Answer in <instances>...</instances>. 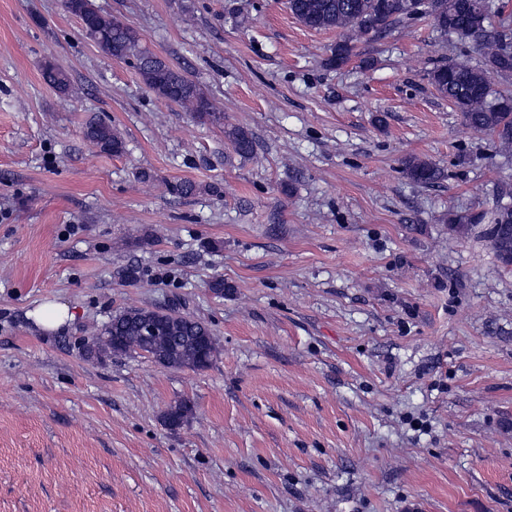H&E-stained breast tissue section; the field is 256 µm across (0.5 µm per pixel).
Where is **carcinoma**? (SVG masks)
I'll use <instances>...</instances> for the list:
<instances>
[{"label": "carcinoma", "instance_id": "carcinoma-1", "mask_svg": "<svg viewBox=\"0 0 512 512\" xmlns=\"http://www.w3.org/2000/svg\"><path fill=\"white\" fill-rule=\"evenodd\" d=\"M408 4L409 0H288L291 13L309 29H349L366 36L427 17L440 33L470 43L483 57L481 65L441 63L427 73L428 80L456 107L466 126L490 134L499 152L511 155L512 96H492L491 76L512 73V35L490 27V0H417L413 14ZM64 7L83 21L86 36L104 53L133 64L155 95L177 104L201 123L223 127L224 136L239 156H255L252 135L229 123L197 84L143 48L129 24L100 14L91 0H64ZM352 55L351 42L343 40L336 43L327 64L339 66ZM42 74L60 93L72 92L69 77L60 68L48 64ZM85 137L102 152L118 155L125 150L123 138L103 122L89 124ZM403 172L424 185L435 184L443 177L437 166L415 156L405 158ZM485 221L490 224L496 260L512 267V206L498 201L486 213L451 215L448 230L464 234L470 226ZM146 321L159 324L162 334L150 340L143 338L141 328ZM87 352L97 358L138 352L153 355L168 367L202 370L220 354V344L208 323L190 315L165 308H131L115 313L102 328L93 331ZM191 411V402L181 399L164 412L165 423L178 426Z\"/></svg>", "mask_w": 512, "mask_h": 512}]
</instances>
